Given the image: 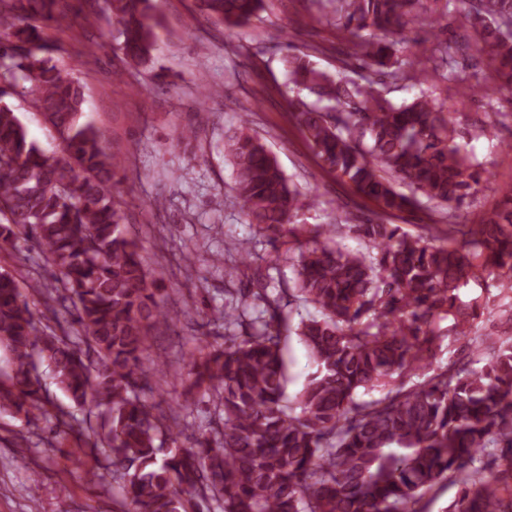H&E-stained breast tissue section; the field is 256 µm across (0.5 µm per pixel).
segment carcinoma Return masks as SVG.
Returning <instances> with one entry per match:
<instances>
[{
  "mask_svg": "<svg viewBox=\"0 0 512 512\" xmlns=\"http://www.w3.org/2000/svg\"><path fill=\"white\" fill-rule=\"evenodd\" d=\"M264 0H195L202 17L226 27L261 19ZM348 32L363 64L397 80L405 68L427 86L397 106L375 87L315 69L307 55H285L288 86L315 97L293 117L322 167L373 201L402 213L461 202L488 174L468 148L448 98L446 14L424 0H315ZM112 50L150 67L161 19L153 0H105ZM66 0H0V252L20 236L32 243L54 283L0 272V414L30 425L41 419L72 434L82 457L104 456L118 484L119 512H426L437 485L458 487L452 512H512V187L478 224L448 225V240L411 235L378 218L347 225L366 251L316 224L302 243L298 212L316 205L294 190L249 117L224 137L233 191L252 237L232 244L239 264L263 238L296 245L294 278L214 309L224 341L191 358L185 409L195 390L209 393L215 418L207 433L184 436L179 415L146 392L165 362L147 354L151 331L179 315L157 299L159 279L146 264L112 192L120 161L82 120L81 83L36 51L43 26L66 20ZM456 27L472 31L496 74L512 90V0H462ZM426 37L412 39L415 28ZM59 140L60 155L30 140L3 98L18 80ZM410 187L405 194L395 186ZM472 285L493 286L511 302L505 329L481 370L448 363L408 389L398 379L431 364L448 335L481 354L474 331L486 307L464 299ZM58 301L44 324L29 298ZM317 314L290 328L285 309ZM294 330L316 371L294 399L286 396L284 332ZM76 406L93 404L97 422L78 420L51 401L40 368ZM381 390L384 396L364 395ZM504 461L496 474L483 458Z\"/></svg>",
  "mask_w": 512,
  "mask_h": 512,
  "instance_id": "cac0c4a2",
  "label": "carcinoma"
}]
</instances>
